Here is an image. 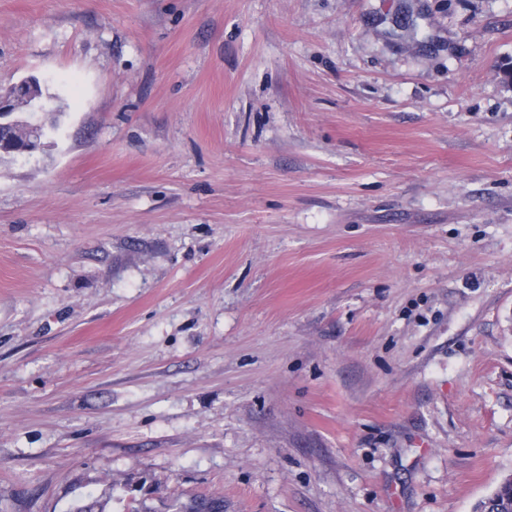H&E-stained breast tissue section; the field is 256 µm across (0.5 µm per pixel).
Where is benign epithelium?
I'll return each mask as SVG.
<instances>
[{
  "label": "benign epithelium",
  "instance_id": "benign-epithelium-1",
  "mask_svg": "<svg viewBox=\"0 0 512 512\" xmlns=\"http://www.w3.org/2000/svg\"><path fill=\"white\" fill-rule=\"evenodd\" d=\"M41 82L36 78L23 79L10 88L0 90V127H12L16 137L9 142V151L16 155L32 154L42 150L46 131L39 124L20 119V114L49 110V99L41 96Z\"/></svg>",
  "mask_w": 512,
  "mask_h": 512
}]
</instances>
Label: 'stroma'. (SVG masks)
<instances>
[{"instance_id":"35a3bbf8","label":"stroma","mask_w":512,"mask_h":512,"mask_svg":"<svg viewBox=\"0 0 512 512\" xmlns=\"http://www.w3.org/2000/svg\"><path fill=\"white\" fill-rule=\"evenodd\" d=\"M511 66L512 0H0V512H474ZM41 82L36 78L23 79L10 88L0 90V127H12L20 138L9 142L8 151L14 155L32 154L42 150V139L46 136L40 124H30L28 118L13 117L15 114L45 112L50 109L49 100L54 102L57 97L49 93V99L41 96Z\"/></svg>"}]
</instances>
